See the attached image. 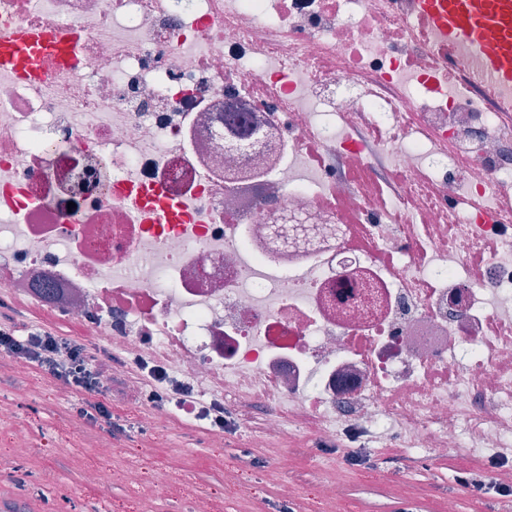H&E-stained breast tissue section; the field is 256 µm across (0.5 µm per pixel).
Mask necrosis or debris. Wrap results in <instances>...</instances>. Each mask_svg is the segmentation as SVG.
Wrapping results in <instances>:
<instances>
[{"instance_id": "1", "label": "necrosis or debris", "mask_w": 512, "mask_h": 512, "mask_svg": "<svg viewBox=\"0 0 512 512\" xmlns=\"http://www.w3.org/2000/svg\"><path fill=\"white\" fill-rule=\"evenodd\" d=\"M18 26L77 60L0 67L1 290L190 385L261 386L270 434L512 435V80L478 48L420 0H0ZM231 109L266 139L225 148ZM154 185L182 223L134 204Z\"/></svg>"}]
</instances>
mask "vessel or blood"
I'll return each mask as SVG.
<instances>
[{"instance_id": "obj_1", "label": "vessel or blood", "mask_w": 512, "mask_h": 512, "mask_svg": "<svg viewBox=\"0 0 512 512\" xmlns=\"http://www.w3.org/2000/svg\"><path fill=\"white\" fill-rule=\"evenodd\" d=\"M423 5L449 36L484 50L497 76L512 79V0H423ZM76 42L68 32L16 29L0 34V66L12 68L24 78H36L45 55L70 57ZM141 198L157 206L163 222H173L178 207L167 201L161 187L143 190Z\"/></svg>"}]
</instances>
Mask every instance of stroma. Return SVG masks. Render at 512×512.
<instances>
[{
	"instance_id": "35a3bbf8",
	"label": "stroma",
	"mask_w": 512,
	"mask_h": 512,
	"mask_svg": "<svg viewBox=\"0 0 512 512\" xmlns=\"http://www.w3.org/2000/svg\"><path fill=\"white\" fill-rule=\"evenodd\" d=\"M18 322L52 329L85 344L94 355H112V389L106 394L70 389L33 364L0 352V502L19 500L23 512H134L154 482L172 491L155 512H192L193 500L212 501L214 512H512V505L479 496L461 486L460 472L482 466L487 453L463 448L439 454L427 448H403L402 426L390 422L372 428L360 460L350 463L348 449L323 448L312 427L285 421L282 433L263 431L264 406L229 395L225 407L238 427L224 433L223 446L212 445L205 424L170 413L166 428L146 426L155 409L138 400L139 379L124 368L130 352L110 353L105 340L89 336L75 319L62 321L24 300L14 303ZM107 403L115 426L79 417L75 404ZM25 431V452L10 439ZM290 455L294 466L282 472L279 459ZM140 463L148 479L137 488L124 481L129 463ZM92 465L111 468V498H101L84 480ZM240 477L236 487L224 484L226 472ZM340 484L330 495L329 482Z\"/></svg>"
}]
</instances>
